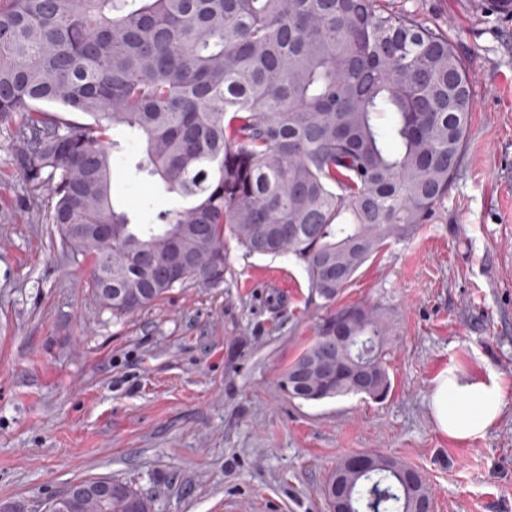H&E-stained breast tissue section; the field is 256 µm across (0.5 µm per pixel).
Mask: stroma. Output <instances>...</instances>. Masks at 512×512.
<instances>
[{
  "label": "stroma",
  "mask_w": 512,
  "mask_h": 512,
  "mask_svg": "<svg viewBox=\"0 0 512 512\" xmlns=\"http://www.w3.org/2000/svg\"><path fill=\"white\" fill-rule=\"evenodd\" d=\"M449 34L474 109L464 162L433 223L356 274L345 303L382 304L396 327L380 401L289 399L281 374L326 313L294 259L229 246L223 283L191 282L121 318L99 305L90 262L50 222L45 189L16 166L0 122V505L48 512L105 477L152 512H328L343 458L394 456L425 477L434 512H512V16L492 0H380ZM113 196L136 223L172 206L132 177L124 139ZM493 378L504 406L479 436L441 433L442 372Z\"/></svg>",
  "instance_id": "obj_1"
}]
</instances>
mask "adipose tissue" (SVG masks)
<instances>
[{
  "label": "adipose tissue",
  "mask_w": 512,
  "mask_h": 512,
  "mask_svg": "<svg viewBox=\"0 0 512 512\" xmlns=\"http://www.w3.org/2000/svg\"><path fill=\"white\" fill-rule=\"evenodd\" d=\"M502 405L503 395L496 383L479 379L460 383L445 373L435 378L430 396L437 428L457 440L483 434L498 418Z\"/></svg>",
  "instance_id": "obj_1"
}]
</instances>
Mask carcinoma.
<instances>
[{
	"label": "carcinoma",
	"instance_id": "obj_1",
	"mask_svg": "<svg viewBox=\"0 0 512 512\" xmlns=\"http://www.w3.org/2000/svg\"><path fill=\"white\" fill-rule=\"evenodd\" d=\"M379 0H0V121L16 162L50 186L61 242L93 292L133 314L189 281L223 280L225 246L288 254L333 305L282 375L290 399L391 390L395 336L378 304H338L359 269L410 240L454 184L472 76L448 35ZM79 113L87 120L65 117ZM141 143L134 175L178 197L133 222L113 201L108 131ZM124 292L111 298L100 288ZM352 337L336 342V331ZM331 360L325 373L306 365ZM348 472L355 512H417L422 474L377 454ZM80 512H150L132 486Z\"/></svg>",
	"mask_w": 512,
	"mask_h": 512
}]
</instances>
